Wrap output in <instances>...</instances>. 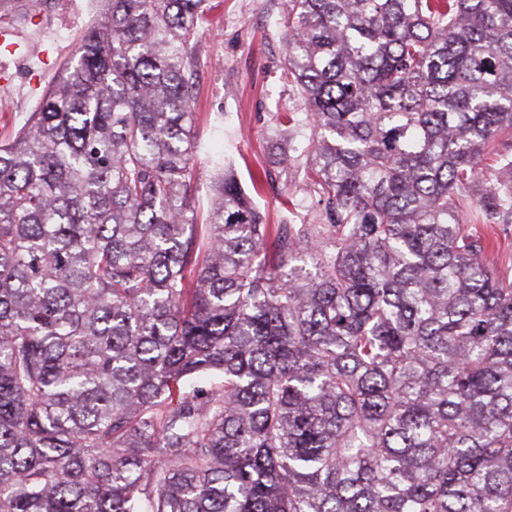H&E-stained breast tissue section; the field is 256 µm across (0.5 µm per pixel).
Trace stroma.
<instances>
[{"mask_svg":"<svg viewBox=\"0 0 512 512\" xmlns=\"http://www.w3.org/2000/svg\"><path fill=\"white\" fill-rule=\"evenodd\" d=\"M196 46L195 104L199 191L207 213L209 178L229 162L243 186L259 177L256 201L271 224H312L315 213L297 165L282 162L287 142L274 139L276 115L304 112L303 99L284 77L282 22L286 0H209ZM98 0H29L0 12V137L26 123L80 34L99 17Z\"/></svg>","mask_w":512,"mask_h":512,"instance_id":"obj_1","label":"stroma"}]
</instances>
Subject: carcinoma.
<instances>
[{"mask_svg":"<svg viewBox=\"0 0 512 512\" xmlns=\"http://www.w3.org/2000/svg\"><path fill=\"white\" fill-rule=\"evenodd\" d=\"M98 2L0 140V512H512V0H288L320 224L198 219L208 0Z\"/></svg>","mask_w":512,"mask_h":512,"instance_id":"obj_1","label":"carcinoma"}]
</instances>
